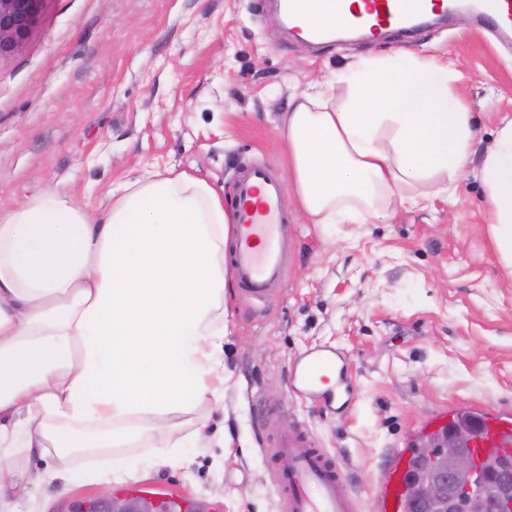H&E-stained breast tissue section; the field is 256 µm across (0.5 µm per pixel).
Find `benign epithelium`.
I'll return each mask as SVG.
<instances>
[{
	"label": "benign epithelium",
	"mask_w": 512,
	"mask_h": 512,
	"mask_svg": "<svg viewBox=\"0 0 512 512\" xmlns=\"http://www.w3.org/2000/svg\"><path fill=\"white\" fill-rule=\"evenodd\" d=\"M45 0H0V56L19 50L32 32ZM427 512H512V455L491 454L453 428L432 446L405 491ZM99 512H158L153 496L94 499Z\"/></svg>",
	"instance_id": "obj_1"
}]
</instances>
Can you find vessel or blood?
Masks as SVG:
<instances>
[{"label":"vessel or blood","mask_w":512,"mask_h":512,"mask_svg":"<svg viewBox=\"0 0 512 512\" xmlns=\"http://www.w3.org/2000/svg\"><path fill=\"white\" fill-rule=\"evenodd\" d=\"M364 10L341 18L340 26L379 32L407 19L399 0H363ZM292 28L321 37L312 26L301 0H283ZM286 190L266 168L242 171L236 181V211L230 256V274L241 297L264 303L279 291L285 278L283 253L290 242ZM292 387L303 397L321 399L343 409L352 402V378L347 353L338 347L319 345L303 352L291 376ZM476 442L484 448L512 446V418L496 412L476 413L472 420ZM288 456L292 471L275 483L287 508L285 512H361L359 498L344 489L345 465L340 458L318 447L305 429L286 425L268 450L269 458ZM409 449L400 450L382 485L377 501L381 512H405L403 487L410 471Z\"/></svg>","instance_id":"vessel-or-blood-1"}]
</instances>
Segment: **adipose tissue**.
Instances as JSON below:
<instances>
[{"label":"adipose tissue","mask_w":512,"mask_h":512,"mask_svg":"<svg viewBox=\"0 0 512 512\" xmlns=\"http://www.w3.org/2000/svg\"><path fill=\"white\" fill-rule=\"evenodd\" d=\"M287 189L313 224L387 222L396 206L454 195L476 170L495 241L512 268V117L481 164L468 106L444 61L361 56L322 90L295 96L275 126ZM92 214L44 190L0 217V451L42 448L69 478L75 448L153 459L208 447L224 406V246L233 222L205 180L146 171Z\"/></svg>","instance_id":"ef3b65f1"}]
</instances>
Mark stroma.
<instances>
[{"label":"stroma","instance_id":"35a3bbf8","mask_svg":"<svg viewBox=\"0 0 512 512\" xmlns=\"http://www.w3.org/2000/svg\"><path fill=\"white\" fill-rule=\"evenodd\" d=\"M454 61L451 88L467 102L478 137L492 143L512 116V39L474 15L380 41L312 45L285 33L260 0H46L18 52L0 57V214L40 189L90 212L115 184L175 168L233 198L240 166L284 178L275 132L289 98L367 53ZM294 241L286 277L265 304L227 283L224 408L179 415L216 428L208 448L139 468L111 491L162 493L214 512H281L266 448L280 426L301 425L346 467L345 487L377 512L391 452L425 445L420 424L448 411L512 413V281L494 241L474 174L455 197L397 209L385 224L326 232L288 207ZM329 343L352 361L353 404L341 411L301 399L290 377L306 349ZM108 448L78 449L69 485L39 481L54 465L40 449L1 461L26 488L0 496V512H69L100 495Z\"/></svg>","mask_w":512,"mask_h":512}]
</instances>
